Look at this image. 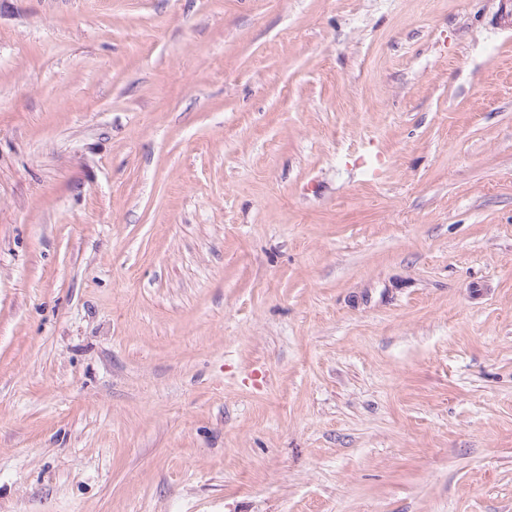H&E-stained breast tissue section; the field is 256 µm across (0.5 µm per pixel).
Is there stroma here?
<instances>
[{"label": "stroma", "mask_w": 512, "mask_h": 512, "mask_svg": "<svg viewBox=\"0 0 512 512\" xmlns=\"http://www.w3.org/2000/svg\"><path fill=\"white\" fill-rule=\"evenodd\" d=\"M512 0H0V512H512Z\"/></svg>", "instance_id": "obj_1"}]
</instances>
